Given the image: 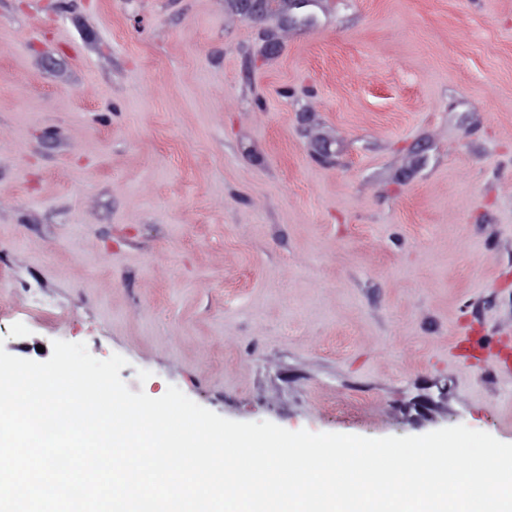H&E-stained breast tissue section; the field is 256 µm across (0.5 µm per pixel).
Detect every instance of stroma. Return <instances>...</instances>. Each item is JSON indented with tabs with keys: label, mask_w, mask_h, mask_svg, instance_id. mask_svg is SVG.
I'll list each match as a JSON object with an SVG mask.
<instances>
[{
	"label": "stroma",
	"mask_w": 512,
	"mask_h": 512,
	"mask_svg": "<svg viewBox=\"0 0 512 512\" xmlns=\"http://www.w3.org/2000/svg\"><path fill=\"white\" fill-rule=\"evenodd\" d=\"M234 421L512 443V0H0V344Z\"/></svg>",
	"instance_id": "1"
}]
</instances>
